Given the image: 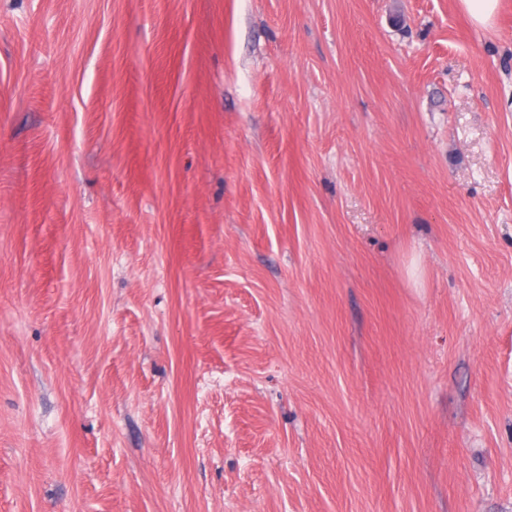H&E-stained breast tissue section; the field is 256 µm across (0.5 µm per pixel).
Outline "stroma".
<instances>
[{
	"label": "stroma",
	"instance_id": "35a3bbf8",
	"mask_svg": "<svg viewBox=\"0 0 512 512\" xmlns=\"http://www.w3.org/2000/svg\"><path fill=\"white\" fill-rule=\"evenodd\" d=\"M0 512H512V0H0ZM463 13L478 26H488L496 17L501 0H458Z\"/></svg>",
	"mask_w": 512,
	"mask_h": 512
}]
</instances>
